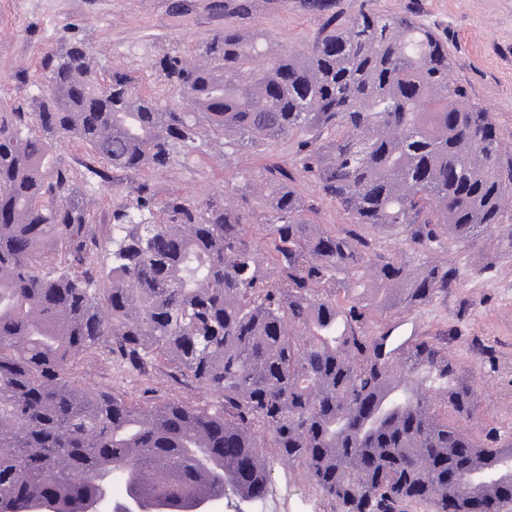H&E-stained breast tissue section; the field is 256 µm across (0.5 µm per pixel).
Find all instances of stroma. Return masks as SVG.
Listing matches in <instances>:
<instances>
[{
  "label": "stroma",
  "mask_w": 512,
  "mask_h": 512,
  "mask_svg": "<svg viewBox=\"0 0 512 512\" xmlns=\"http://www.w3.org/2000/svg\"><path fill=\"white\" fill-rule=\"evenodd\" d=\"M216 0H0V104L16 112L31 109L37 83L44 81L43 62L63 44L83 41L106 69L116 67L142 80L148 91L161 88L154 68L166 51L191 55L194 47L217 27L223 16ZM345 16L367 6L388 15L413 14L447 42L452 61L450 77L469 99L491 113L504 146L512 148V0H339ZM236 25L261 29L276 43L301 49L321 33L324 20L305 0H252L249 14ZM288 170L297 189L313 207L312 218L323 228L353 231L370 246L372 260L399 257L407 245L402 236L368 225H351L335 203L323 199L302 168L297 139L243 148L223 157L206 145L189 161L161 170H106L91 180V224L98 248L96 265H107L112 251L113 214L148 184L159 195L179 194L200 199L223 195L236 205L233 188L243 176L263 168ZM501 254L486 252L481 241H454L429 254L455 270L447 295L418 308L382 311L366 307L360 325L369 333L408 319L420 337H435L448 355L471 377L480 397L470 422L476 437L496 445L512 440V207L494 230ZM72 379L88 393L110 392L132 403L173 400L197 407L216 404L204 387L173 377L170 364L160 360L132 368L119 357L98 352L80 355L69 368ZM269 482L285 495V512H334L297 466L271 458Z\"/></svg>",
  "instance_id": "stroma-1"
}]
</instances>
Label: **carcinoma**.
<instances>
[{
  "label": "carcinoma",
  "instance_id": "carcinoma-1",
  "mask_svg": "<svg viewBox=\"0 0 512 512\" xmlns=\"http://www.w3.org/2000/svg\"><path fill=\"white\" fill-rule=\"evenodd\" d=\"M308 4L324 25L302 50L224 26L194 48L202 64L156 59L164 93L148 94L71 42L44 61L33 112L0 108V512L259 501L265 448L305 470L336 512L512 505L499 491L512 481V442L491 448L459 424L478 400L448 350L415 339L394 357L388 333L358 330V307L344 304L356 294L413 308L448 293L453 268L421 256L503 223L512 151L450 80L435 30L408 14L344 18L336 0ZM298 134L322 197L353 224L402 234L412 255L372 261L363 240L314 223L288 171L272 167L258 175L270 186L261 211L249 179L236 207L140 187L114 215L112 264L102 275L91 265L89 190L59 143L145 171L210 141L227 154ZM53 245L66 250L64 271L42 264ZM93 350L163 359L220 406L90 394L69 366ZM115 477L126 500L111 505Z\"/></svg>",
  "mask_w": 512,
  "mask_h": 512
}]
</instances>
